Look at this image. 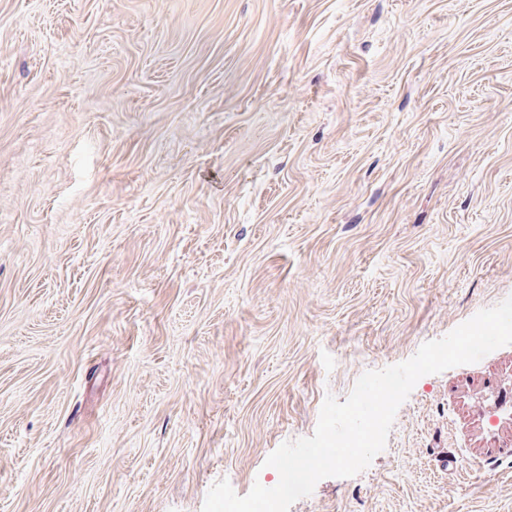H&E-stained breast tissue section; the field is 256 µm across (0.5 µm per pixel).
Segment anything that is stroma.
I'll use <instances>...</instances> for the list:
<instances>
[{"label": "stroma", "instance_id": "obj_1", "mask_svg": "<svg viewBox=\"0 0 512 512\" xmlns=\"http://www.w3.org/2000/svg\"><path fill=\"white\" fill-rule=\"evenodd\" d=\"M509 296L512 0H0V512L276 486ZM290 512H512V345Z\"/></svg>", "mask_w": 512, "mask_h": 512}]
</instances>
